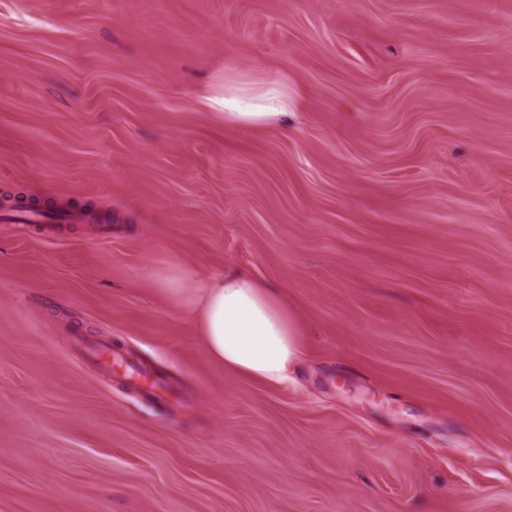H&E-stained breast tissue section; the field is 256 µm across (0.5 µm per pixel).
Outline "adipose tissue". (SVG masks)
I'll list each match as a JSON object with an SVG mask.
<instances>
[{
  "label": "adipose tissue",
  "instance_id": "ef3b65f1",
  "mask_svg": "<svg viewBox=\"0 0 512 512\" xmlns=\"http://www.w3.org/2000/svg\"><path fill=\"white\" fill-rule=\"evenodd\" d=\"M225 122L272 124L281 120L287 103L275 92L261 104L230 96L216 101ZM162 291L190 310L210 357L225 367L266 380H284L301 351L296 329L275 289L244 272H229L186 281L171 272L159 282Z\"/></svg>",
  "mask_w": 512,
  "mask_h": 512
}]
</instances>
